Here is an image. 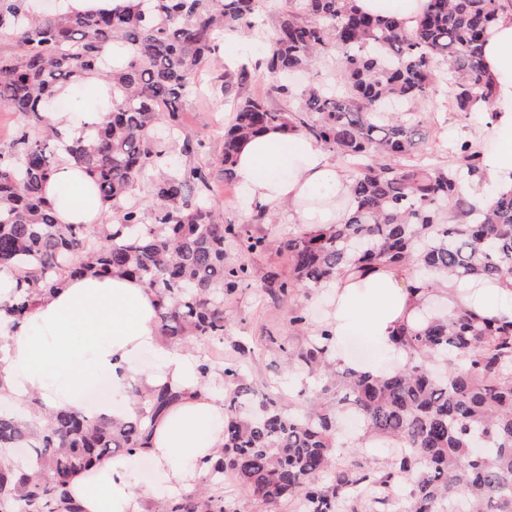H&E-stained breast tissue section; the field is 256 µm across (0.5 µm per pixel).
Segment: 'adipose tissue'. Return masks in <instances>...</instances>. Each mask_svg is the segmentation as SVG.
I'll list each match as a JSON object with an SVG mask.
<instances>
[{"instance_id":"1","label":"adipose tissue","mask_w":512,"mask_h":512,"mask_svg":"<svg viewBox=\"0 0 512 512\" xmlns=\"http://www.w3.org/2000/svg\"><path fill=\"white\" fill-rule=\"evenodd\" d=\"M484 56L495 98L487 127L493 146L483 155L474 179L483 192L479 204L512 190V0L486 37ZM235 175L252 210L287 209L290 223L339 224L347 216L337 200H351L352 181L304 133L271 127L241 142ZM95 181L70 159L59 161L44 191L58 223L101 224L107 204L93 191ZM424 285L414 265L376 266L341 276L328 286L336 302L329 323L337 343L352 337L372 345L373 355L355 357L337 350L341 367L376 371V356L394 350L399 327L417 322ZM18 273L0 268V370L5 395L31 402L39 415L84 412V397L100 379L112 391L169 387L183 398L156 422L148 447L103 460L70 482L82 512H142L141 499L162 500L197 485L224 445V402L212 386L220 372L201 373L198 358L171 347L155 329L157 295L120 274L65 278L54 292L35 296L26 318L2 305L17 295ZM449 304L463 303L476 314L512 321V289L490 284L470 292L468 284L448 283ZM148 459L158 481L138 490L141 459Z\"/></svg>"}]
</instances>
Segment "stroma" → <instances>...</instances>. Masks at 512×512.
Wrapping results in <instances>:
<instances>
[{
	"mask_svg": "<svg viewBox=\"0 0 512 512\" xmlns=\"http://www.w3.org/2000/svg\"><path fill=\"white\" fill-rule=\"evenodd\" d=\"M204 89L190 92L183 104L182 133L198 140L201 146L189 159L190 164L216 168L221 154L224 126L227 124L231 101L224 95L213 93L212 84L224 81V64L216 61L205 68L201 75ZM425 118L428 137L424 145V159L434 165L448 162V147L454 140L465 137L476 144H483V124L480 117L459 112L443 87H436L430 97ZM211 202L223 211L225 220L247 228L256 236L286 238L294 226L288 221L287 211H279L273 222H256L249 215L244 194L229 195L223 178H215ZM226 262L247 267L248 276L233 293L224 298L225 357L238 356L240 349H248L245 375L260 389L277 397L284 413L297 412L294 396L301 389L296 366L287 359L288 353L303 350L316 328L328 318V297L308 300L304 292H297L294 302L306 304L308 323L302 329H289L288 318L293 304L276 302L262 289L269 274L288 275L285 251L272 246L256 253H243L228 249Z\"/></svg>",
	"mask_w": 512,
	"mask_h": 512,
	"instance_id": "35a3bbf8",
	"label": "stroma"
}]
</instances>
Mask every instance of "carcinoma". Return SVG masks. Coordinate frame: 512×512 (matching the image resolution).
Masks as SVG:
<instances>
[{
    "instance_id": "1",
    "label": "carcinoma",
    "mask_w": 512,
    "mask_h": 512,
    "mask_svg": "<svg viewBox=\"0 0 512 512\" xmlns=\"http://www.w3.org/2000/svg\"><path fill=\"white\" fill-rule=\"evenodd\" d=\"M270 42L255 68L224 73L221 89H243L271 78L278 109L240 96L224 130L218 172L235 183L240 142L271 126L303 131L350 166L355 207L343 224L301 228L281 242L291 274L265 284L276 300L304 289L317 293L341 273L375 264L418 263L423 275L512 288V192L476 206L463 184L478 174L482 152L472 141L452 145V160L419 159L424 117L419 106L443 85L459 111L488 112L483 43L502 0H427L412 28L378 18L352 0H281ZM267 0H133L112 12L35 19L26 0H0V106L23 117L10 151H0V265L19 273L23 288L4 309L23 318L35 294L84 271L115 270L158 296L160 336L186 346L224 343V293L245 280L243 266L224 264L226 248L263 249L268 241L224 223L210 204L212 170L170 163L182 101L192 81L219 52L226 33L262 31ZM119 43L129 59L104 73L112 108L95 135L61 145L47 112L59 88L99 71L107 47ZM340 56L329 85L294 91L278 81L305 71L320 55ZM91 172L95 191L117 210V232L59 224L43 187L59 152ZM144 186L151 223L141 206L125 203ZM406 362L377 375L341 371L329 358L334 336L324 326L298 354L299 370L328 384L298 395L285 414L269 393L244 375V357L199 356L200 370L220 368L224 448L208 468L204 490L172 498L161 512H230L224 476L233 475L271 512L287 502L298 512H338L351 500L385 512L405 493L404 512H512V322L479 318L466 309L429 312L419 329L395 338ZM135 415L116 424L59 411L40 424L0 410V512H80L71 478L116 451L148 445L156 420L182 393L131 391ZM358 415V441L389 442L390 465L371 471L347 451L339 416ZM37 471L29 472L30 462Z\"/></svg>"
}]
</instances>
